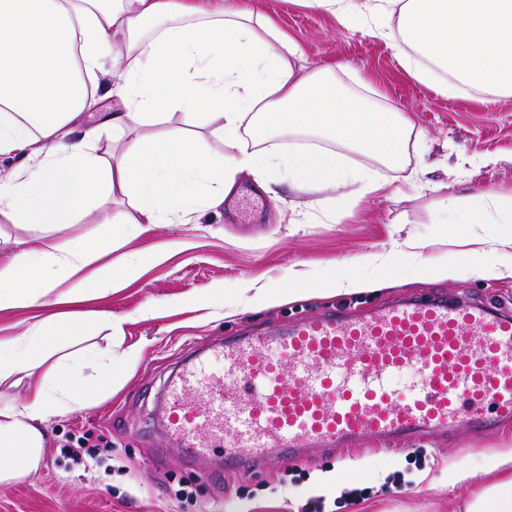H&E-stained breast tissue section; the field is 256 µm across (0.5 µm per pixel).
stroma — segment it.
<instances>
[{"instance_id": "stroma-1", "label": "stroma", "mask_w": 512, "mask_h": 512, "mask_svg": "<svg viewBox=\"0 0 512 512\" xmlns=\"http://www.w3.org/2000/svg\"><path fill=\"white\" fill-rule=\"evenodd\" d=\"M301 47L309 71L335 65L338 83L368 94L376 110L400 114L420 144L407 168H388L389 190L359 196L355 186L299 192L287 184L265 193L241 175L219 215L198 224H161L130 239L124 252H160L141 278L117 286L84 306L96 326L95 342L111 350L117 385L93 406L67 412L45 425L39 467L0 485V512H460L462 493L416 483L415 473L445 475L449 461L475 463L485 453L512 448V426L480 435L459 428L448 435L364 438L333 451H313L243 473L207 472L186 459L155 425L168 380L191 353L253 332L276 331L304 318L356 314L397 300L420 298L491 303L512 308V279L488 280L465 261L445 280H422L401 242L426 240L427 254L445 251V201L461 196L473 208L482 192L512 186V97L475 92L445 97L415 80L396 49L364 30L299 0H247ZM429 172L428 186L410 183L412 169ZM465 170L466 182L454 174ZM310 223L292 224L298 214ZM385 254L381 276L389 288L374 294L327 293L329 282L349 275L347 259ZM303 272L311 295L294 304L250 310L237 288L242 280L288 289L290 271ZM122 336L111 341L110 325ZM141 352L134 366L120 358ZM84 438L82 463L64 453ZM346 491L320 498L312 488L324 470L345 472ZM187 497H175L177 489Z\"/></svg>"}]
</instances>
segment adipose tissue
<instances>
[{
	"mask_svg": "<svg viewBox=\"0 0 512 512\" xmlns=\"http://www.w3.org/2000/svg\"><path fill=\"white\" fill-rule=\"evenodd\" d=\"M392 43L406 70L439 93L466 87L512 95V0H303ZM127 63L112 91L117 100L102 118L114 131L111 147L97 128L79 131L96 103L85 77L101 71L115 43ZM301 51L269 18L239 0H0V158L16 159L0 184V221L79 224L96 216L105 235L51 243L41 235L12 241L0 258V311L44 307L48 313L21 336H0V383L32 369L36 383L20 400L0 404V484L36 470L51 417L85 409L111 388L112 353L73 331L65 308L98 297L109 278L130 283L149 253L118 255L128 237L156 224H190L219 207L239 173L265 190L283 171L289 185L319 190L345 182L366 195L386 186L379 171L350 165L360 154L393 167L406 155L412 123L373 112L340 91L331 69L305 72ZM185 111L203 117L212 137L229 146L217 156L202 137L155 126ZM300 130L322 148L281 155L259 145L270 135ZM512 223V188L477 198L468 224ZM457 256L424 257L426 243L404 246L426 279H448L457 258L486 279H512V238L454 234ZM503 261L483 262L488 253ZM108 257L105 272L86 265ZM381 255L368 254L354 272L328 285L331 293L386 287L371 274ZM72 280L56 293L49 274ZM446 483L467 492L464 512H512V448L484 456L478 466L449 464Z\"/></svg>",
	"mask_w": 512,
	"mask_h": 512,
	"instance_id": "adipose-tissue-1",
	"label": "adipose tissue"
}]
</instances>
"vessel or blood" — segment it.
<instances>
[{
    "label": "vessel or blood",
    "instance_id": "obj_1",
    "mask_svg": "<svg viewBox=\"0 0 512 512\" xmlns=\"http://www.w3.org/2000/svg\"><path fill=\"white\" fill-rule=\"evenodd\" d=\"M170 381L165 428L240 471L309 446L512 420V314L442 300L323 315L226 342Z\"/></svg>",
    "mask_w": 512,
    "mask_h": 512
}]
</instances>
